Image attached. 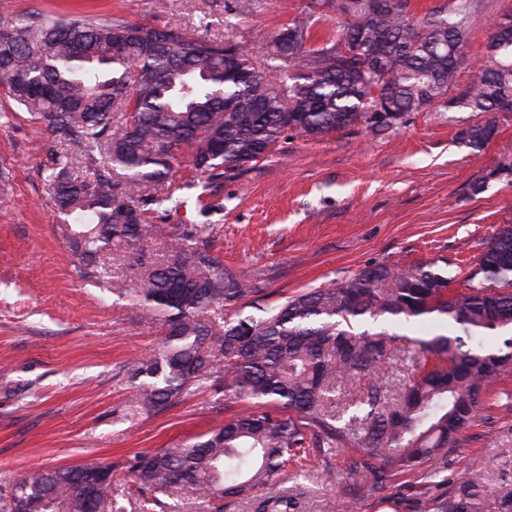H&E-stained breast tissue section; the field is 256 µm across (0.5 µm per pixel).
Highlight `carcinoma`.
<instances>
[{"mask_svg": "<svg viewBox=\"0 0 512 512\" xmlns=\"http://www.w3.org/2000/svg\"><path fill=\"white\" fill-rule=\"evenodd\" d=\"M335 6L343 27L314 40ZM476 0H450L419 17L412 0H307V21L276 34L267 56L296 72L275 82L239 42L110 15L33 11L1 22L0 88L44 124L58 149L48 177L61 226L82 273L114 249L135 254L156 226L145 206L172 200L162 187L181 146L212 180L258 160L288 132L318 139L359 123L374 133L412 112L458 108L484 121L470 145L494 135L496 112H512V22L496 26L480 68L457 95ZM360 49H347L348 39ZM208 224H183L159 262L132 268L139 307L161 322L162 341L133 365L137 400L161 412L208 388L231 390L246 411L190 443L135 454L125 469L155 502L190 488L212 499L273 487L288 466L348 449L344 493L383 498L401 478L422 484L423 512H512V483L460 481L439 494L448 451L463 442L491 387L512 377V224L490 238L468 276L449 289L434 263L368 266L334 287L260 304L264 289L224 267L207 248ZM232 309L219 332L200 314ZM251 307L257 313H244ZM433 317L448 334L430 339L388 325ZM370 320L381 331H355ZM508 336L504 347L490 342ZM401 355L424 369L398 396L372 379L350 404L339 384L376 374ZM432 461L431 469L424 463ZM101 461L26 473L11 512H105L112 484Z\"/></svg>", "mask_w": 512, "mask_h": 512, "instance_id": "carcinoma-1", "label": "carcinoma"}]
</instances>
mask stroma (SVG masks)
Here are the masks:
<instances>
[{
    "label": "stroma",
    "instance_id": "stroma-1",
    "mask_svg": "<svg viewBox=\"0 0 512 512\" xmlns=\"http://www.w3.org/2000/svg\"><path fill=\"white\" fill-rule=\"evenodd\" d=\"M0 0V22L54 10L177 26L194 35H234L259 64L274 34L298 19L306 0ZM512 18V0H481L471 19L462 81L484 58L494 25ZM470 112H413L379 134L353 126L321 139L292 133L272 153L214 182L182 165L173 177L178 209L150 208L156 234L140 249L158 261L181 224H209L208 249L225 267L256 278L269 302L328 287L373 264L434 262L459 292L490 236L512 224V112L496 115V134L469 145ZM53 145L47 131L0 94V512L9 488L37 469L100 459L116 467L202 434L241 413L223 393H192L165 411L135 401L134 361L162 332L141 317L131 255L101 262L124 293L81 276L48 195ZM448 454L450 478L512 481V407L489 393ZM347 452L288 476L270 489L222 500L221 512H336ZM112 512H214L190 490L153 503L128 474L112 478ZM347 512H420L417 488L388 498L358 495Z\"/></svg>",
    "mask_w": 512,
    "mask_h": 512
}]
</instances>
